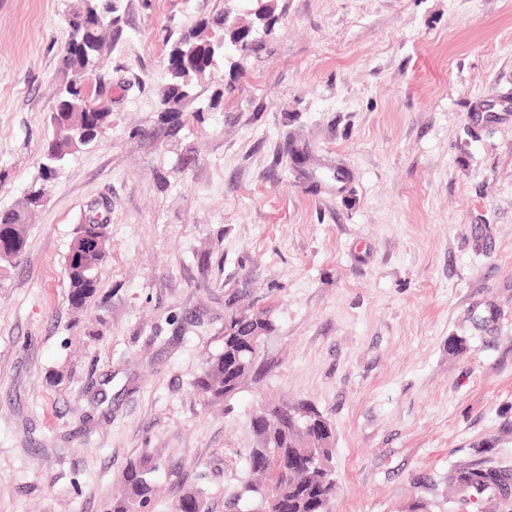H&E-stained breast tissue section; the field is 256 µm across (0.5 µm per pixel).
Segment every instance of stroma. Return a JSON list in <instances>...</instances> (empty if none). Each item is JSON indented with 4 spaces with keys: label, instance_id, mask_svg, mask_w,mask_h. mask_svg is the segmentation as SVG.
I'll list each match as a JSON object with an SVG mask.
<instances>
[{
    "label": "stroma",
    "instance_id": "35a3bbf8",
    "mask_svg": "<svg viewBox=\"0 0 512 512\" xmlns=\"http://www.w3.org/2000/svg\"><path fill=\"white\" fill-rule=\"evenodd\" d=\"M75 3L0 0V211L38 178ZM118 3L112 125L0 271V512H110L133 462L144 512L191 488L225 512L254 410L282 400L334 428L330 512H480L448 473L512 469V0H275L177 132L172 46L257 2ZM92 217L111 249L78 311L64 261ZM232 298L274 320L269 368L208 406Z\"/></svg>",
    "mask_w": 512,
    "mask_h": 512
}]
</instances>
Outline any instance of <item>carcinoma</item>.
I'll use <instances>...</instances> for the list:
<instances>
[{
  "label": "carcinoma",
  "mask_w": 512,
  "mask_h": 512,
  "mask_svg": "<svg viewBox=\"0 0 512 512\" xmlns=\"http://www.w3.org/2000/svg\"><path fill=\"white\" fill-rule=\"evenodd\" d=\"M118 11L110 0H77L70 20L71 34L61 57L65 81L56 93L50 122L52 134L43 153L38 179L15 207L0 212V269L11 266L23 256L28 239L30 215L42 206L44 182L56 179L59 163L69 159L106 132L112 112L85 82V76L100 68L101 59L111 42L122 34V17L112 20L109 32L94 26L93 17L102 9ZM213 27L224 28V17L204 22L179 43L200 45L197 58L184 64L169 52L166 64L167 83L162 89L160 105L165 112H182L184 91L194 85L215 63L224 47L216 45L209 34ZM107 225L94 221L77 226L65 257L68 301L82 310L96 297L101 266L107 257ZM274 330V322L264 312H228L224 319V349L210 356L195 381L198 394L207 402L230 400L247 382L257 376L262 349L256 346ZM302 407L308 416L292 418L294 409ZM275 418L268 426L271 440L260 441L250 450V472L260 481H245L227 502V512H241L240 505H251L248 512H330L336 497L333 472L334 430L318 410L306 403L273 406ZM150 469L132 463L123 475L124 493L112 500V512H141L154 497ZM450 482L464 501L474 500L481 512H504L512 498V470L461 466L449 475ZM173 512H205L200 492L189 489L173 506Z\"/></svg>",
  "instance_id": "1"
}]
</instances>
